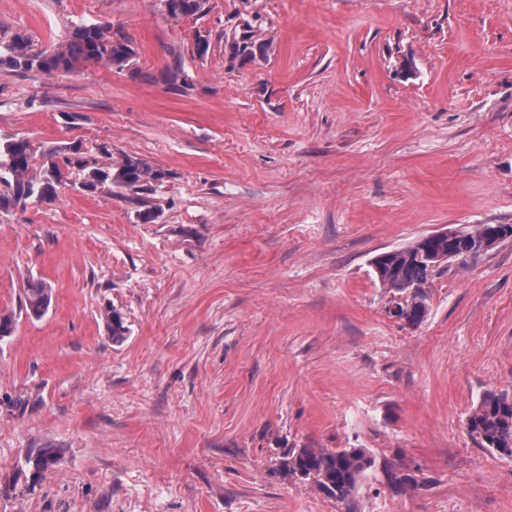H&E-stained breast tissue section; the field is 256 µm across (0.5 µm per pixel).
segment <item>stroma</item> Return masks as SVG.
I'll return each instance as SVG.
<instances>
[{"label": "stroma", "mask_w": 512, "mask_h": 512, "mask_svg": "<svg viewBox=\"0 0 512 512\" xmlns=\"http://www.w3.org/2000/svg\"><path fill=\"white\" fill-rule=\"evenodd\" d=\"M80 23L127 34L133 66L0 65V136L164 177L0 211V312L17 316L0 512H345L280 474L303 447L374 458L356 512H512V459L466 431L485 392L512 394V238L449 263L415 327L371 266L512 224V0H208L186 19L156 0H0V46ZM246 38L265 54L231 57ZM32 278L52 288L38 320ZM47 447L59 462L33 473ZM389 467L424 487L396 491ZM23 296L22 309L31 319L42 318L52 302V290L41 280H28L23 288Z\"/></svg>", "instance_id": "obj_1"}]
</instances>
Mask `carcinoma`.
<instances>
[{"label": "carcinoma", "mask_w": 512, "mask_h": 512, "mask_svg": "<svg viewBox=\"0 0 512 512\" xmlns=\"http://www.w3.org/2000/svg\"><path fill=\"white\" fill-rule=\"evenodd\" d=\"M168 15L173 18L196 17L204 12L206 0H168ZM32 39L25 33H15L3 47L0 64L19 73L38 72L67 74L81 63L102 62L123 70L132 65L135 50L123 36L115 37L110 29L100 25L80 24L73 28L66 43L43 51L37 56L27 54ZM82 173L83 185L89 190L98 186H116L127 190H145L162 173L136 157H126L116 165H101L76 149H69L63 160L53 150L37 152L25 138L11 137L0 141V209L36 198L48 203L58 198V186L67 180L72 170ZM505 239L512 237V224H480L475 227H451L444 238L420 237L409 245L382 252L372 265L378 270L381 287L392 293L391 304L399 307L398 316L410 326L423 323L429 314L427 288L439 269L423 258V251L443 247L456 253L464 263L475 256L477 239L486 233ZM22 309L32 319L42 318L52 302L51 288L41 280H29L23 288ZM112 340L119 342L126 334L122 316L112 310L106 315ZM469 434L481 447L503 457L512 458V396L488 391L467 419ZM58 454L42 449L26 457V464L39 473L53 466ZM375 461L363 448H294L283 454L279 471L286 478L308 481L328 497L346 505L352 512L366 472ZM388 483L395 489L417 487L420 480L401 470L387 472Z\"/></svg>", "instance_id": "carcinoma-1"}]
</instances>
